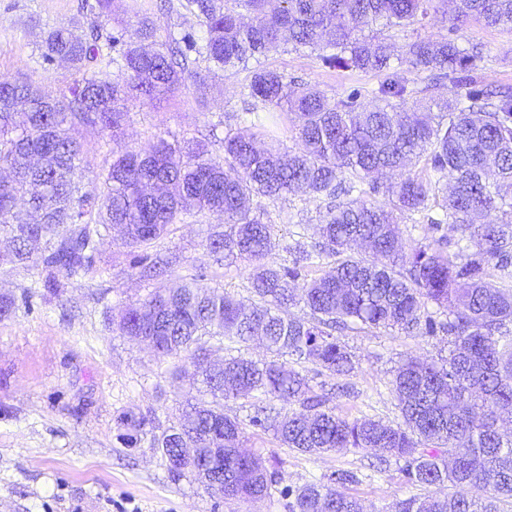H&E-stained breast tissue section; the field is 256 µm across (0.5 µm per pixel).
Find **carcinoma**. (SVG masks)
I'll use <instances>...</instances> for the list:
<instances>
[{
	"label": "carcinoma",
	"mask_w": 512,
	"mask_h": 512,
	"mask_svg": "<svg viewBox=\"0 0 512 512\" xmlns=\"http://www.w3.org/2000/svg\"><path fill=\"white\" fill-rule=\"evenodd\" d=\"M445 2L186 0L198 32L144 12L104 35L112 0H96L101 23L90 35L42 28V61L71 69L59 96L43 95L30 79L0 82V168L11 172L0 180V235L12 242L7 264L32 262V246L42 244L46 270L74 275L118 227L132 265L148 273L155 265L146 249L171 225L216 215L226 230L207 237V252L251 265L248 306L194 277L127 305L117 320L122 335L149 338L157 357L177 360L173 379L197 377L210 396L186 400L177 423L153 435L152 448L179 460L173 475L188 474L208 492L220 488L227 500L270 494L283 478L242 449L249 426L311 456L377 448L407 486L446 482L486 492L412 495L394 512H501L512 502V439L502 432L503 419H512V94L498 95L472 75L482 44L462 48L453 38L473 21L512 30V0H456L451 13ZM432 12L446 33L418 36L394 55L392 33ZM285 43L320 52L334 68L382 75L375 104L361 105L358 89L337 102L268 66ZM105 58L110 74L96 71ZM239 67L249 72L238 91L242 111L254 120L210 124L223 156L202 140L180 147L159 138L112 151L98 183L85 186L79 128L115 134L129 105L173 97L188 79L200 90L214 70ZM405 70L437 73L460 92L417 99ZM262 112L289 117L294 153L259 146ZM298 194L316 204V234L309 246L288 247L292 262L279 264L272 224L252 214L251 202ZM380 194L389 205L376 200ZM417 214L429 221L427 243L406 250L399 220ZM360 245L372 258L356 251ZM325 259L330 271L310 275ZM298 299L309 317L288 314ZM353 324L448 336V357H409L395 370L396 424L343 416L324 385H312L354 371L351 352L332 334ZM254 339L272 359L229 354L209 363ZM303 363L314 366L313 376L296 370ZM257 394L295 409L281 418L260 406L246 422L224 413V401ZM147 424L133 411L119 417L129 439ZM357 482L354 471L338 469L326 485H282L280 494L288 512H363L348 492Z\"/></svg>",
	"instance_id": "cac0c4a2"
}]
</instances>
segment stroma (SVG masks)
Here are the masks:
<instances>
[{"instance_id":"35a3bbf8","label":"stroma","mask_w":512,"mask_h":512,"mask_svg":"<svg viewBox=\"0 0 512 512\" xmlns=\"http://www.w3.org/2000/svg\"><path fill=\"white\" fill-rule=\"evenodd\" d=\"M83 0H0V81L31 77L46 91L58 92L70 79L61 64L41 67L40 24L72 27L84 33L92 20ZM459 45L478 42L486 49L476 75L485 84L512 90V32L470 23L457 34ZM267 63L298 80L343 99L350 88L363 90L362 105L372 104L381 78L372 72L334 69L318 52L280 49ZM245 72L210 79L206 92L187 86L179 95L151 105L134 104L117 137L96 129L79 132L90 163L83 173L93 183L113 149L138 147L157 138L202 139L210 121L226 109H240L235 86ZM254 208L273 216L280 248L274 259L285 264L296 240L297 223L314 219V204L293 197ZM216 217L202 223L174 224L149 251L180 261L164 275L147 278L130 263L116 237L101 241L91 267L78 275L58 272L60 294L43 286L40 266L0 267V297H14L13 313L0 319V512H288L278 492L249 502L224 501L205 492L192 476L174 478L150 436L132 445L119 438V415L132 410L147 416L155 432L171 426L184 391L172 379L171 361L156 359L145 346L115 330L112 318L154 288L195 275L204 268V287H218L237 298L251 296L247 262L215 260L204 244L210 230L222 229ZM354 356L348 378L351 395L334 398L338 411L399 422L391 391L394 369L406 358L429 361L448 354V339L409 336L391 329H349L340 336ZM245 448L262 457L285 483L328 482L338 468L358 472L350 486L364 512H391L396 500L413 495L396 465L377 469L378 450L343 449L321 456L283 447L273 431L247 429Z\"/></svg>"}]
</instances>
